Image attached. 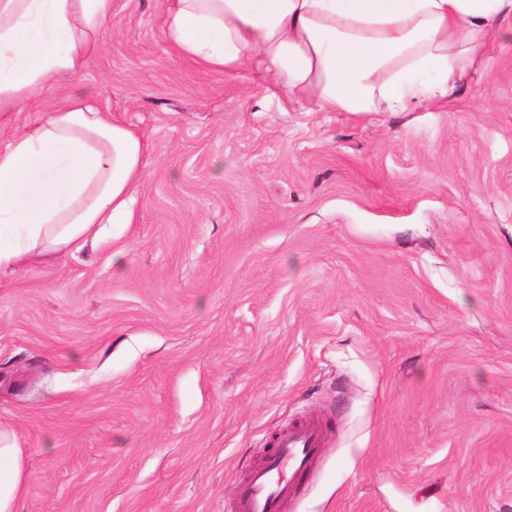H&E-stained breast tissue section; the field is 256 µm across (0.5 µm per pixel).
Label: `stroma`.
Wrapping results in <instances>:
<instances>
[{
    "label": "stroma",
    "mask_w": 512,
    "mask_h": 512,
    "mask_svg": "<svg viewBox=\"0 0 512 512\" xmlns=\"http://www.w3.org/2000/svg\"><path fill=\"white\" fill-rule=\"evenodd\" d=\"M114 0L78 83L147 145L131 223L0 271L17 512H231L288 425L285 512H512V42L449 109L306 112ZM327 436L317 420L288 426L276 438L273 453L238 486L232 512H283L321 458Z\"/></svg>",
    "instance_id": "35a3bbf8"
}]
</instances>
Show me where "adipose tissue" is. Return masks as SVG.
<instances>
[{
  "label": "adipose tissue",
  "instance_id": "1",
  "mask_svg": "<svg viewBox=\"0 0 512 512\" xmlns=\"http://www.w3.org/2000/svg\"><path fill=\"white\" fill-rule=\"evenodd\" d=\"M113 0H0V112L82 75ZM178 54L245 72L314 112H406L452 102L491 38L512 39V0H168ZM146 144L81 90L0 146V270L74 254L131 221ZM27 475L0 428V512Z\"/></svg>",
  "mask_w": 512,
  "mask_h": 512
}]
</instances>
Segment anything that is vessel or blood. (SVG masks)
<instances>
[{
  "mask_svg": "<svg viewBox=\"0 0 512 512\" xmlns=\"http://www.w3.org/2000/svg\"><path fill=\"white\" fill-rule=\"evenodd\" d=\"M326 443L320 421L288 426L276 438L273 453L238 486L232 512H283L310 476Z\"/></svg>",
  "mask_w": 512,
  "mask_h": 512,
  "instance_id": "obj_1",
  "label": "vessel or blood"
}]
</instances>
